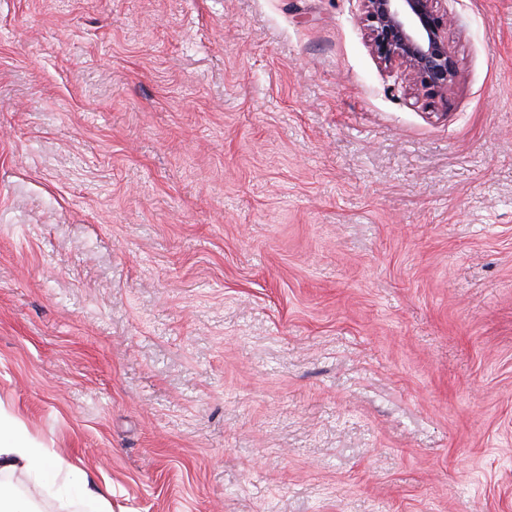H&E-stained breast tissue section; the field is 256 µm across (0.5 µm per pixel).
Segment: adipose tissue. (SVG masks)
<instances>
[{
    "mask_svg": "<svg viewBox=\"0 0 512 512\" xmlns=\"http://www.w3.org/2000/svg\"><path fill=\"white\" fill-rule=\"evenodd\" d=\"M66 466L65 460L51 457L45 448L24 438L18 422L0 411V472L21 468L48 479Z\"/></svg>",
    "mask_w": 512,
    "mask_h": 512,
    "instance_id": "ef3b65f1",
    "label": "adipose tissue"
}]
</instances>
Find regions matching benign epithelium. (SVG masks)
Segmentation results:
<instances>
[{
  "mask_svg": "<svg viewBox=\"0 0 512 512\" xmlns=\"http://www.w3.org/2000/svg\"><path fill=\"white\" fill-rule=\"evenodd\" d=\"M371 47L380 62L404 68L415 85L448 102L459 76L437 0H361Z\"/></svg>",
  "mask_w": 512,
  "mask_h": 512,
  "instance_id": "benign-epithelium-1",
  "label": "benign epithelium"
}]
</instances>
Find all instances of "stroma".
<instances>
[{"instance_id":"stroma-1","label":"stroma","mask_w":512,"mask_h":512,"mask_svg":"<svg viewBox=\"0 0 512 512\" xmlns=\"http://www.w3.org/2000/svg\"><path fill=\"white\" fill-rule=\"evenodd\" d=\"M437 8L444 104L361 0H0V410L112 512H512V0Z\"/></svg>"}]
</instances>
